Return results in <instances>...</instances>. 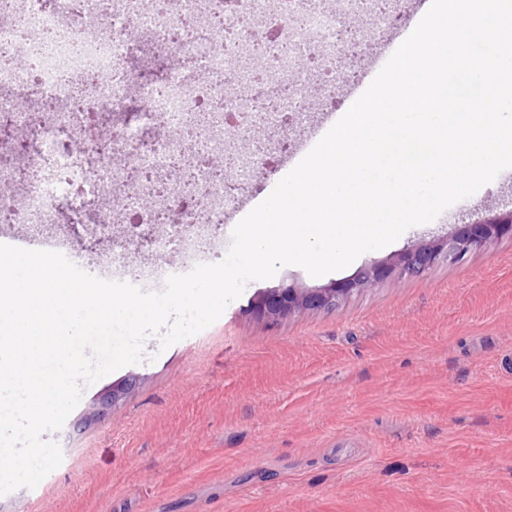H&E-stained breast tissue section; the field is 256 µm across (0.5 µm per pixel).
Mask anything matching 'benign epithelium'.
<instances>
[{
	"label": "benign epithelium",
	"instance_id": "7a95c632",
	"mask_svg": "<svg viewBox=\"0 0 512 512\" xmlns=\"http://www.w3.org/2000/svg\"><path fill=\"white\" fill-rule=\"evenodd\" d=\"M504 238L512 239V210L487 220L457 224L443 236L409 247L386 262L371 264L353 278L323 288L287 287L261 293L250 302L249 313L258 320L274 323L291 315L334 308L349 297L374 288L388 279L405 275L419 276L439 263L453 264ZM134 386L135 381L128 379L112 387L111 392L102 400V407L114 406Z\"/></svg>",
	"mask_w": 512,
	"mask_h": 512
}]
</instances>
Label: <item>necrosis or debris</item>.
Wrapping results in <instances>:
<instances>
[{
  "label": "necrosis or debris",
  "mask_w": 512,
  "mask_h": 512,
  "mask_svg": "<svg viewBox=\"0 0 512 512\" xmlns=\"http://www.w3.org/2000/svg\"><path fill=\"white\" fill-rule=\"evenodd\" d=\"M409 19L407 0H238L229 19L222 0H11L0 9V223L28 227L35 242L63 207L76 224L130 210L144 229L179 225L192 259L167 271L107 257L81 265L142 288L219 262L221 250L201 245L240 205L235 176L218 168L160 186L156 175L211 156L226 115L241 130L335 102L354 52L385 45ZM147 48L174 60L164 78L134 68ZM132 90L163 136L129 127L106 139L87 125V113L125 111ZM80 151L95 164L78 163Z\"/></svg>",
  "instance_id": "obj_1"
}]
</instances>
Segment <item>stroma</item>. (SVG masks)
I'll use <instances>...</instances> for the list:
<instances>
[{
    "label": "stroma",
    "mask_w": 512,
    "mask_h": 512,
    "mask_svg": "<svg viewBox=\"0 0 512 512\" xmlns=\"http://www.w3.org/2000/svg\"><path fill=\"white\" fill-rule=\"evenodd\" d=\"M512 168L434 221L314 278L286 266L221 317L85 388L61 464L0 512H512V240L270 324L272 288H320L505 211ZM135 390L84 417L112 385Z\"/></svg>",
    "instance_id": "obj_1"
}]
</instances>
